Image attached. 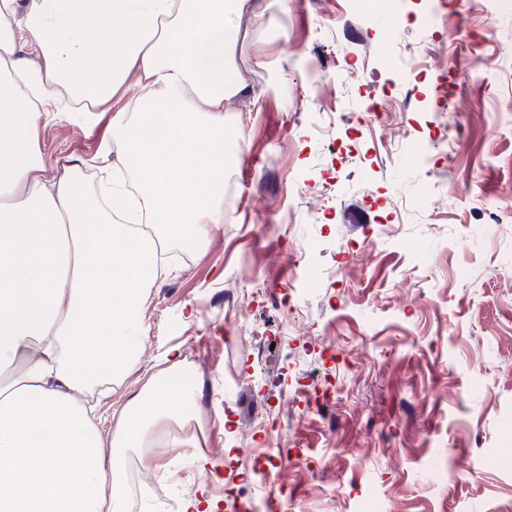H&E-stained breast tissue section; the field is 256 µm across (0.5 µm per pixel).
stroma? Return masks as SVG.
<instances>
[{
    "label": "stroma",
    "instance_id": "1",
    "mask_svg": "<svg viewBox=\"0 0 512 512\" xmlns=\"http://www.w3.org/2000/svg\"><path fill=\"white\" fill-rule=\"evenodd\" d=\"M242 91L226 102L224 222L174 242L143 306L137 362L95 415L179 364L197 423L158 475L160 512L248 477V420L279 414L301 451L276 512H499L512 503V0H253ZM413 69L398 84L388 57ZM492 58L445 83L440 65ZM331 93H324V86ZM385 96L382 122L349 116ZM448 126L452 163L421 154ZM111 112L49 122L47 176L94 177ZM301 243L302 257L288 252ZM297 301L293 324L277 304ZM329 405L296 402L310 375Z\"/></svg>",
    "mask_w": 512,
    "mask_h": 512
}]
</instances>
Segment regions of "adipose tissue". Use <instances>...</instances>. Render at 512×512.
I'll return each mask as SVG.
<instances>
[{
  "label": "adipose tissue",
  "mask_w": 512,
  "mask_h": 512,
  "mask_svg": "<svg viewBox=\"0 0 512 512\" xmlns=\"http://www.w3.org/2000/svg\"><path fill=\"white\" fill-rule=\"evenodd\" d=\"M251 0H0V512H128L124 452L191 418L183 374L103 431L75 401L137 361L156 244L223 223L224 104ZM36 65H29V57ZM136 84H129L130 74ZM123 100L96 192L84 162L45 181L49 121ZM120 155L136 182L112 175Z\"/></svg>",
  "instance_id": "ef3b65f1"
}]
</instances>
